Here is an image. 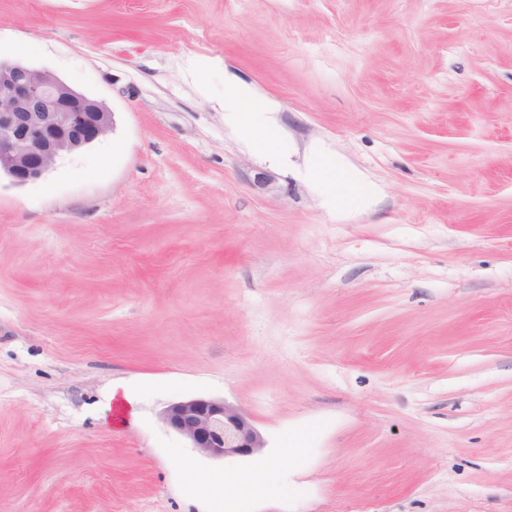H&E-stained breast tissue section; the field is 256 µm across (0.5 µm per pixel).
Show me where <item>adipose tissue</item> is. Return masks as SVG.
I'll return each instance as SVG.
<instances>
[{
  "mask_svg": "<svg viewBox=\"0 0 512 512\" xmlns=\"http://www.w3.org/2000/svg\"><path fill=\"white\" fill-rule=\"evenodd\" d=\"M224 110L228 112L237 127L254 145L269 148L272 130L266 118L267 109L261 106L252 88L228 78L224 81ZM342 165L339 160L329 158L310 170V177L325 193L332 197L352 196L366 198L371 193L369 185L354 179L337 178Z\"/></svg>",
  "mask_w": 512,
  "mask_h": 512,
  "instance_id": "adipose-tissue-1",
  "label": "adipose tissue"
}]
</instances>
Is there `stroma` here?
I'll return each instance as SVG.
<instances>
[{
    "mask_svg": "<svg viewBox=\"0 0 512 512\" xmlns=\"http://www.w3.org/2000/svg\"><path fill=\"white\" fill-rule=\"evenodd\" d=\"M1 53L114 127L0 181V512H217L230 469L246 512H512V0H0ZM197 397L263 454L197 453ZM224 110L245 137L256 146L269 148L272 130L265 116L270 106H261L252 88L231 78L224 80ZM341 168V162L337 158H328L325 162L312 167L309 174L318 187L335 199L342 195L363 200L371 194V188L367 184L355 179H340L337 176L335 178L332 173L336 171L337 175ZM165 422L188 440L199 454L211 459L249 457L266 442L250 417L224 400L192 398L170 404ZM262 476L254 473L228 472L224 473V502L220 508L225 512H241L242 507L251 496L253 485Z\"/></svg>",
    "mask_w": 512,
    "mask_h": 512,
    "instance_id": "1",
    "label": "stroma"
}]
</instances>
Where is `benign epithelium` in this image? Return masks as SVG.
Instances as JSON below:
<instances>
[{"label":"benign epithelium","instance_id":"1","mask_svg":"<svg viewBox=\"0 0 512 512\" xmlns=\"http://www.w3.org/2000/svg\"><path fill=\"white\" fill-rule=\"evenodd\" d=\"M113 129V113L56 74L0 57V178L16 186L42 179L57 160ZM165 422L211 459L249 457L266 447L250 417L224 400L170 404Z\"/></svg>","mask_w":512,"mask_h":512}]
</instances>
